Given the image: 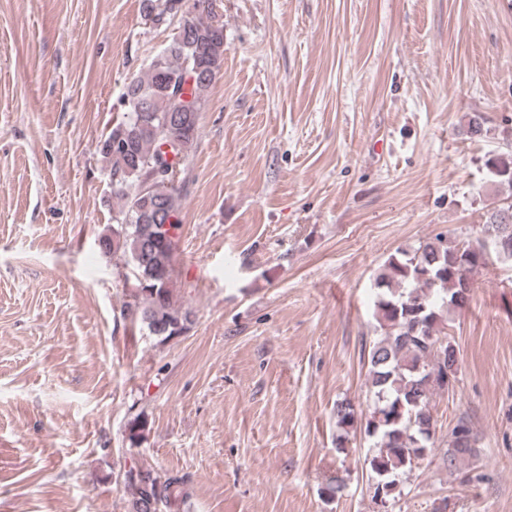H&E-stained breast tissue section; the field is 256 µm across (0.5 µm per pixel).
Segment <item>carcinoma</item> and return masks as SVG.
Masks as SVG:
<instances>
[{
    "mask_svg": "<svg viewBox=\"0 0 512 512\" xmlns=\"http://www.w3.org/2000/svg\"><path fill=\"white\" fill-rule=\"evenodd\" d=\"M142 12L158 26L173 22L185 27V39L172 38L158 52L161 66L150 62L124 87V119L99 141L96 154L105 164L117 200L118 218L112 230L99 237L105 255L127 257L136 288L124 303L131 320L146 326L165 342L176 329L187 330L194 312L177 305L175 289L166 285L174 274L173 251L161 225L179 229L176 216L182 193L175 185L180 166L198 139L199 113L177 111L174 91L164 92L158 71L168 83L182 81L187 67L196 65L205 77L188 88L196 101L206 92L224 65V21L217 0H142ZM484 224L496 225L497 257L512 260V196L493 201L483 213ZM482 239L453 241L430 234L390 255L376 276L374 288L375 337L367 354L366 409L358 421L355 404L336 401V425L343 433L336 448L345 449L349 430L360 428L373 453L364 463L374 474L372 498L383 492L391 502L399 475L413 470L433 453L436 420L433 396L452 393L459 382V352L446 332L447 322L462 309L470 295L459 286L458 272L477 280L485 264L478 262ZM148 420L137 415L128 423L130 446L139 445ZM476 434L463 416L448 432L444 464L452 469L472 452ZM130 492L128 512H184L190 498L191 478L161 474L134 463L120 474Z\"/></svg>",
    "mask_w": 512,
    "mask_h": 512,
    "instance_id": "carcinoma-1",
    "label": "carcinoma"
}]
</instances>
